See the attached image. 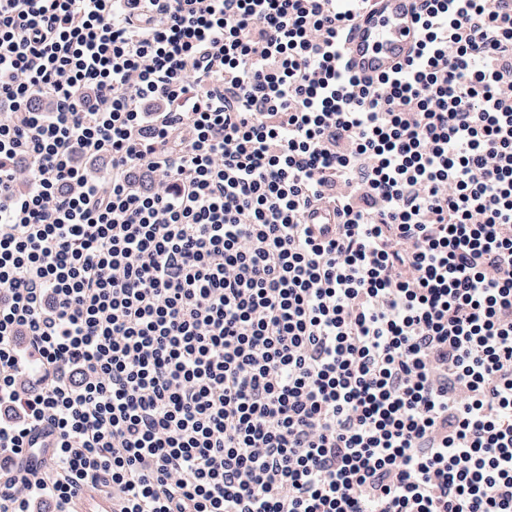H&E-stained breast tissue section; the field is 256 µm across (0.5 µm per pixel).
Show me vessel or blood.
Segmentation results:
<instances>
[{"label":"vessel or blood","mask_w":512,"mask_h":512,"mask_svg":"<svg viewBox=\"0 0 512 512\" xmlns=\"http://www.w3.org/2000/svg\"><path fill=\"white\" fill-rule=\"evenodd\" d=\"M418 0H370L349 31L344 60L352 73L374 79L393 72L417 38Z\"/></svg>","instance_id":"vessel-or-blood-1"}]
</instances>
